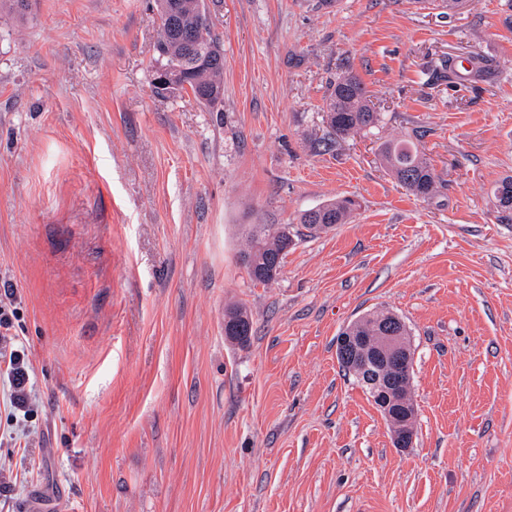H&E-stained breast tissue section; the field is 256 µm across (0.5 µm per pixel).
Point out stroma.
Instances as JSON below:
<instances>
[{
    "instance_id": "35a3bbf8",
    "label": "stroma",
    "mask_w": 512,
    "mask_h": 512,
    "mask_svg": "<svg viewBox=\"0 0 512 512\" xmlns=\"http://www.w3.org/2000/svg\"><path fill=\"white\" fill-rule=\"evenodd\" d=\"M205 4L218 112L155 92L154 0L0 17V278L32 379L22 413L0 376V512H512V0ZM348 70L382 121L329 147ZM389 140L430 161L431 198L385 170ZM342 196L348 223L299 224ZM254 224L296 236L266 285L240 260ZM376 310L414 351L404 451L336 358ZM229 318L230 323L237 329L241 327L245 332V335L241 337V334L233 333L230 335H225V338L238 346L244 347L250 343L251 336L253 335V320L251 313L244 307L239 305H231L224 309V319ZM228 331V319L224 320V332ZM229 336H238L229 337Z\"/></svg>"
}]
</instances>
